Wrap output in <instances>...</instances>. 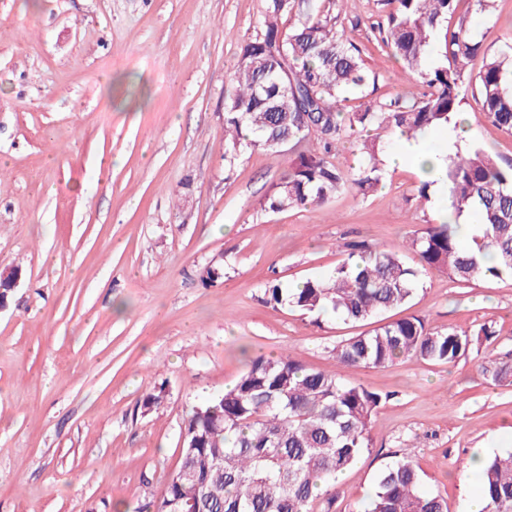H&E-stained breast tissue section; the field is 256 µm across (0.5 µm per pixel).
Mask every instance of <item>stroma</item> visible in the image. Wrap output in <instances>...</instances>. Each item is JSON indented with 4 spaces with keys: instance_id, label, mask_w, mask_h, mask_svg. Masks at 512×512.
Wrapping results in <instances>:
<instances>
[{
    "instance_id": "35a3bbf8",
    "label": "stroma",
    "mask_w": 512,
    "mask_h": 512,
    "mask_svg": "<svg viewBox=\"0 0 512 512\" xmlns=\"http://www.w3.org/2000/svg\"><path fill=\"white\" fill-rule=\"evenodd\" d=\"M265 0H0V270L21 278L0 308V512H138L178 467L191 410L246 360L336 368L368 330L332 312L267 303L271 284L324 277L351 241L398 249L436 209L422 175L385 168L366 195L283 212L263 201L288 150L224 161V91ZM385 0H339L370 98L402 92L375 22ZM488 53L512 43V0H493ZM467 145L512 163V135L473 116ZM113 161L97 167L99 157ZM219 276L203 283L207 270ZM432 330L493 336L455 364L401 360L345 379L379 393L372 445L312 512H357L395 455L424 493L470 512L473 457L512 450V281L456 284L430 271L392 313ZM163 389L144 409L145 393Z\"/></svg>"
}]
</instances>
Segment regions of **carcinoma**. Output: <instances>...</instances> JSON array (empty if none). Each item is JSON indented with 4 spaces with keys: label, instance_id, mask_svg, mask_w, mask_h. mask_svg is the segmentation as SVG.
Listing matches in <instances>:
<instances>
[{
    "label": "carcinoma",
    "instance_id": "cac0c4a2",
    "mask_svg": "<svg viewBox=\"0 0 512 512\" xmlns=\"http://www.w3.org/2000/svg\"><path fill=\"white\" fill-rule=\"evenodd\" d=\"M337 0H267L261 28L241 46L224 97V143L229 158L246 147L293 155L264 208L322 206L343 191L366 195L381 184L383 142L374 131L411 136L446 125L472 95L479 112L512 134V45L490 54L478 29L456 16L460 0H387L383 43L400 64L406 94L367 101L347 111L349 97L365 98L375 77L361 49L336 27ZM458 18L451 25L449 20ZM483 58L477 74L467 71ZM354 141L357 164L334 162L339 145ZM448 199L454 212L473 210L480 234L473 247L456 227L429 224L406 240L420 267L397 251L352 243L331 274L294 288L267 289L270 300L307 312L330 309L348 323L379 320L409 302L424 272L454 283L477 277L512 279V164L480 147L448 157ZM480 338L465 331L432 332L418 318L388 321L334 348L336 370L307 368L288 355L258 356L224 393L195 407L184 421L180 476L143 512H169L174 499L200 512H312L370 446L380 394L341 378L340 371L385 367L419 358L453 364ZM495 383L512 379V365L491 363ZM421 476L406 456L378 475L361 512H448L445 499L420 490ZM483 512H512V453L483 462Z\"/></svg>",
    "mask_w": 512,
    "mask_h": 512
}]
</instances>
